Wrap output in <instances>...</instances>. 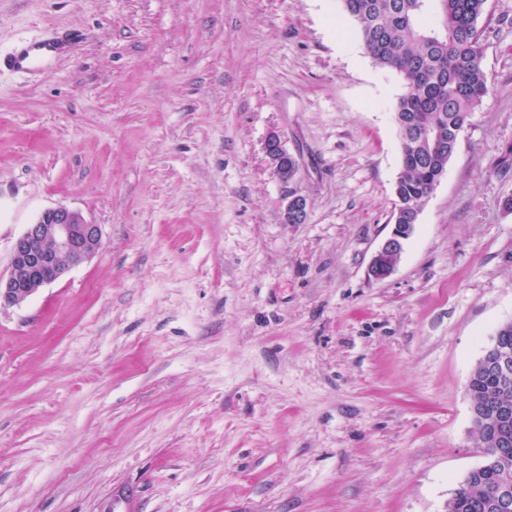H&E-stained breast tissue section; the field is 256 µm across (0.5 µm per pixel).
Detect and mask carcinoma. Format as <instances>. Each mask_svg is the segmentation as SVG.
<instances>
[{
  "mask_svg": "<svg viewBox=\"0 0 512 512\" xmlns=\"http://www.w3.org/2000/svg\"><path fill=\"white\" fill-rule=\"evenodd\" d=\"M431 0H340L375 63L396 71L406 90L393 106L399 132L402 171L394 209L400 221L417 223L438 185L466 126L470 112L488 93L483 67L485 39L479 27L487 0H439L442 26L427 23ZM470 399L500 395L512 408V380L503 391L494 375L472 372ZM483 461L453 492L455 512H478L474 503L487 490L512 480V469L493 464L496 449L477 434Z\"/></svg>",
  "mask_w": 512,
  "mask_h": 512,
  "instance_id": "1",
  "label": "carcinoma"
}]
</instances>
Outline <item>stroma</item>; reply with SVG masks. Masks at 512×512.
I'll list each match as a JSON object with an SVG mask.
<instances>
[{
	"label": "stroma",
	"instance_id": "35a3bbf8",
	"mask_svg": "<svg viewBox=\"0 0 512 512\" xmlns=\"http://www.w3.org/2000/svg\"><path fill=\"white\" fill-rule=\"evenodd\" d=\"M482 23L488 94L375 281L404 84L338 0H0V57L65 37L0 70V274L45 209L102 233L0 311V512H446L512 320V0ZM58 43L57 38L28 43L20 52L11 57L8 66L16 70L31 69L36 65L38 57L42 53L51 50ZM266 154L269 158V162L273 173L281 182H292L291 179L288 181V157L293 159V156L288 153V150L284 147L280 136L277 133H271L265 143ZM481 366L491 370L503 379L507 380L512 372V359L506 355H496L489 359H485ZM503 382L498 376L483 373H475L472 369L467 382V391L471 402L476 399H482L488 396L502 395L503 399L508 402L510 411L512 408V374L509 381V390L503 391Z\"/></svg>",
	"mask_w": 512,
	"mask_h": 512
}]
</instances>
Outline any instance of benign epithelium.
Wrapping results in <instances>:
<instances>
[{
    "label": "benign epithelium",
    "instance_id": "7a95c632",
    "mask_svg": "<svg viewBox=\"0 0 512 512\" xmlns=\"http://www.w3.org/2000/svg\"><path fill=\"white\" fill-rule=\"evenodd\" d=\"M265 150L273 173L280 181H288L290 153L278 134L272 133L268 136ZM307 207L305 198H293L284 212L285 223L303 222L307 216ZM413 231L412 224L393 225L389 236L370 261L368 274L371 278L384 280L394 272ZM101 244L99 225L89 223L81 213L66 207L44 210L14 242L7 274L0 276V310L26 303L41 288L61 278L70 267L93 257ZM481 366L505 380L512 375V358L506 355L486 359ZM478 418L482 420L487 438L505 449L500 463L507 465L509 453L506 449L512 444L499 440V432L501 424L508 418V411L493 402H485L471 409V421ZM487 510L512 512V486L507 483L501 485L490 497Z\"/></svg>",
    "mask_w": 512,
    "mask_h": 512
}]
</instances>
